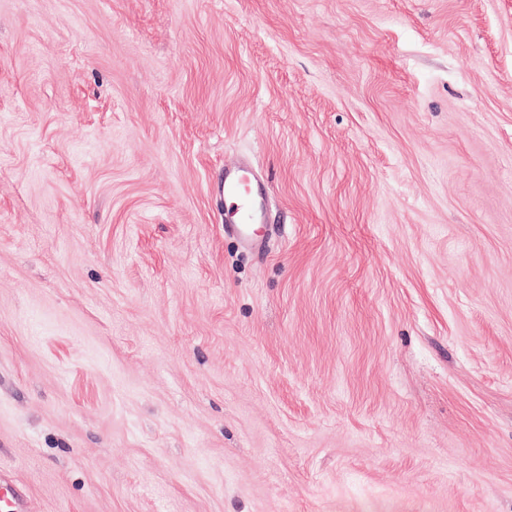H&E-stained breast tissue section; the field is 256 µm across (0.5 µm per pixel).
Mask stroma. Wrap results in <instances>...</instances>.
I'll use <instances>...</instances> for the list:
<instances>
[{
  "instance_id": "1",
  "label": "stroma",
  "mask_w": 512,
  "mask_h": 512,
  "mask_svg": "<svg viewBox=\"0 0 512 512\" xmlns=\"http://www.w3.org/2000/svg\"><path fill=\"white\" fill-rule=\"evenodd\" d=\"M3 481L512 512V0H0ZM250 180L245 172H224V197L233 200V215L237 216V224H231L238 233L247 236L251 233V224H254V202Z\"/></svg>"
}]
</instances>
